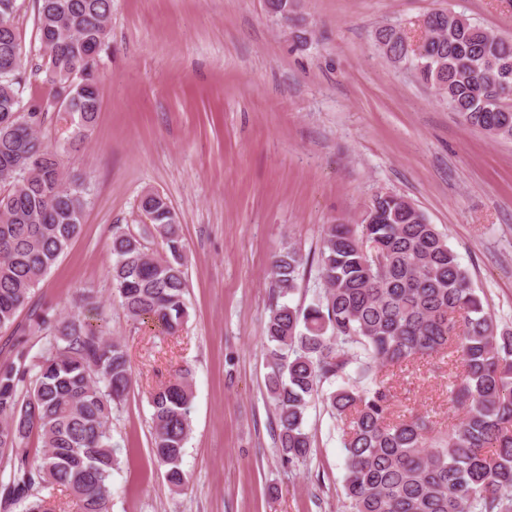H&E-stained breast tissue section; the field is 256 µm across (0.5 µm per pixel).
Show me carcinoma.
<instances>
[{
  "label": "carcinoma",
  "instance_id": "obj_1",
  "mask_svg": "<svg viewBox=\"0 0 512 512\" xmlns=\"http://www.w3.org/2000/svg\"><path fill=\"white\" fill-rule=\"evenodd\" d=\"M16 0H0V330L13 325L34 288L80 234L83 182L63 172L38 137L35 106L22 117L17 84L22 51ZM37 34L53 98L68 102V140L78 147L100 111V76L91 60L108 42L112 0H36ZM425 41L413 49L393 28L378 31L385 57L411 66L468 126L512 138V37L496 36L462 14L434 11ZM138 209L151 228L112 225L110 277L134 321L176 335L189 312L186 243L168 198L145 190ZM375 220L323 226L317 253L323 291L306 308L275 306L265 328L268 391L283 463L311 454L310 402L322 398L340 421L343 490L350 512H512V328L502 327L444 234L398 194L377 195ZM153 233L163 252H149ZM303 257L288 247L272 274L282 296L296 290ZM83 315L51 320L44 352L12 339L0 363V512H56L62 487L79 512H110L118 459L112 414L132 385L124 345L108 338L97 296L77 299ZM435 361L448 369V414L458 427L438 429L425 412L395 416L388 367ZM330 385L331 390L323 389ZM194 381L181 368L150 393L153 454L174 492L191 432ZM42 454L31 457V437ZM50 494L45 495L43 491Z\"/></svg>",
  "mask_w": 512,
  "mask_h": 512
}]
</instances>
